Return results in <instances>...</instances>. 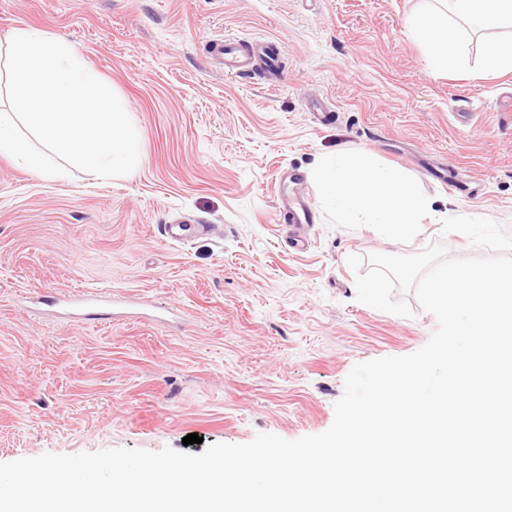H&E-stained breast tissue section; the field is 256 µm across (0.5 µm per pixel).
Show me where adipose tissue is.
<instances>
[{
  "label": "adipose tissue",
  "instance_id": "1",
  "mask_svg": "<svg viewBox=\"0 0 512 512\" xmlns=\"http://www.w3.org/2000/svg\"><path fill=\"white\" fill-rule=\"evenodd\" d=\"M501 24L512 25V0H435L433 9L408 22L413 38L440 69L448 68L458 51L459 28L475 33Z\"/></svg>",
  "mask_w": 512,
  "mask_h": 512
}]
</instances>
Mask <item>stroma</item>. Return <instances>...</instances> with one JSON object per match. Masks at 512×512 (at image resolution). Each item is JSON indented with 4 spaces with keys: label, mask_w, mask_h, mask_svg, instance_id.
<instances>
[{
    "label": "stroma",
    "mask_w": 512,
    "mask_h": 512,
    "mask_svg": "<svg viewBox=\"0 0 512 512\" xmlns=\"http://www.w3.org/2000/svg\"><path fill=\"white\" fill-rule=\"evenodd\" d=\"M430 5L0 0V43L19 25L70 42L126 99L143 154L123 176L63 180L0 156V462L319 434L354 365L429 341L437 320L413 294L394 293L414 304L410 318L357 301L349 256L479 249L428 220L407 243L329 227L312 169L370 152L415 178L436 211L512 228V122L495 108L512 70L480 71L512 27L467 33L465 65L438 70L406 29ZM227 36L278 40L284 71L225 73L210 45ZM283 170L301 184L280 182ZM283 193L313 209L304 249L289 245ZM166 224L189 225L185 241H169ZM87 289L146 308L79 321L48 301ZM191 433L199 442L183 445Z\"/></svg>",
    "instance_id": "stroma-1"
}]
</instances>
